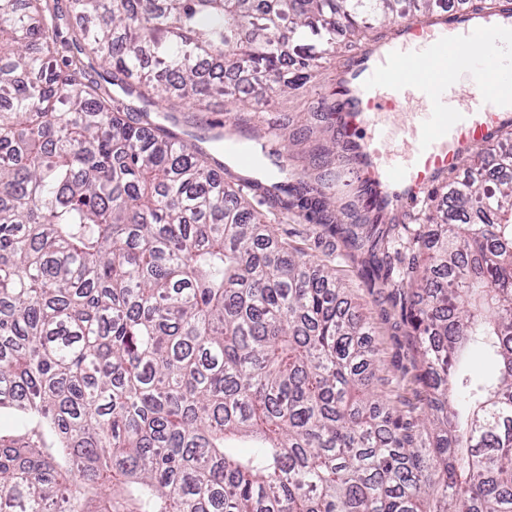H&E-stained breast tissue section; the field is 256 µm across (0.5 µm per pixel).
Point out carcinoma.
<instances>
[{
    "instance_id": "1",
    "label": "carcinoma",
    "mask_w": 512,
    "mask_h": 512,
    "mask_svg": "<svg viewBox=\"0 0 512 512\" xmlns=\"http://www.w3.org/2000/svg\"><path fill=\"white\" fill-rule=\"evenodd\" d=\"M0 0V512H512V179L448 180L406 251L366 180L330 210L336 151L278 190L402 269L412 369L383 373L325 266L272 236L196 144L126 115L104 78L172 112L260 109L336 33L433 21L437 0ZM512 166V132L498 142ZM479 349L495 373L464 368ZM420 403L395 406L401 383ZM86 63V78L96 80L102 85V88L106 89L107 92H109L112 97L119 99L120 101H123L128 104V101L126 99V96L121 92V90L116 87L109 85L105 81H103L102 77L106 75L107 71H110V66L105 63L104 61L94 58V59H85Z\"/></svg>"
}]
</instances>
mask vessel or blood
Masks as SVG:
<instances>
[{"instance_id":"obj_1","label":"vessel or blood","mask_w":512,"mask_h":512,"mask_svg":"<svg viewBox=\"0 0 512 512\" xmlns=\"http://www.w3.org/2000/svg\"><path fill=\"white\" fill-rule=\"evenodd\" d=\"M492 18L467 12L411 23L384 48L362 50L345 78L350 104L342 120L346 130H364L361 175L378 192L397 185L399 201L417 200L474 144L512 123V30L492 27ZM463 67L494 70L496 90L477 104L461 103L450 74ZM409 104L416 108L406 129L410 146L399 153L382 119Z\"/></svg>"}]
</instances>
